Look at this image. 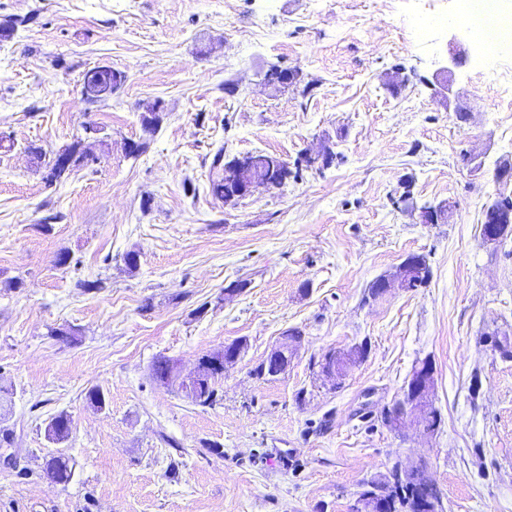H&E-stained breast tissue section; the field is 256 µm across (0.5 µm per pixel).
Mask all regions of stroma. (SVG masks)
<instances>
[{"mask_svg":"<svg viewBox=\"0 0 512 512\" xmlns=\"http://www.w3.org/2000/svg\"><path fill=\"white\" fill-rule=\"evenodd\" d=\"M448 3L0 0V512H352L398 461L427 464L443 512H512V239L480 236L512 106L468 62L448 100L433 96L450 37L476 49L453 22L428 44L415 31L420 9ZM272 64L309 90H269ZM97 66L126 81L92 101L82 78ZM75 142L96 163L47 184L29 147ZM326 145L344 163L233 207L211 191L218 150L291 162ZM407 180L418 203L450 204L447 223L394 206ZM411 253L427 285L369 299ZM293 329L287 371L256 378ZM235 340L215 406L150 376L157 356L188 374ZM362 341L367 358L324 381L322 356ZM425 358L441 424L391 429L383 416ZM62 412L71 434L54 443ZM58 455L74 463L65 485L44 473Z\"/></svg>","mask_w":512,"mask_h":512,"instance_id":"stroma-1","label":"stroma"}]
</instances>
